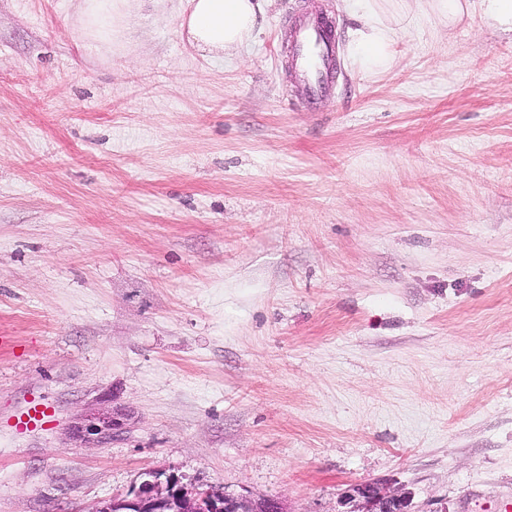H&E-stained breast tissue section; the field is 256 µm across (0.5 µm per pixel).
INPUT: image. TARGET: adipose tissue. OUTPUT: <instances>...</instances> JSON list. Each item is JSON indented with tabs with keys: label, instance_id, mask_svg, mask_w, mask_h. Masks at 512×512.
<instances>
[{
	"label": "adipose tissue",
	"instance_id": "1",
	"mask_svg": "<svg viewBox=\"0 0 512 512\" xmlns=\"http://www.w3.org/2000/svg\"><path fill=\"white\" fill-rule=\"evenodd\" d=\"M156 0H84L78 37L97 49L122 46L131 9L145 10ZM268 0H186L180 13V28L187 42L205 55L238 52L252 37L265 13ZM399 0H343L346 11L357 15L351 32L354 61L364 70L378 71L392 63L391 45L400 22L416 24V17H403ZM432 15L449 27L475 16L493 21L512 33V0H429Z\"/></svg>",
	"mask_w": 512,
	"mask_h": 512
}]
</instances>
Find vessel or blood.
<instances>
[{
  "instance_id": "1",
  "label": "vessel or blood",
  "mask_w": 512,
  "mask_h": 512,
  "mask_svg": "<svg viewBox=\"0 0 512 512\" xmlns=\"http://www.w3.org/2000/svg\"><path fill=\"white\" fill-rule=\"evenodd\" d=\"M295 65L309 83L312 99L329 93L331 73L336 58V41L331 22L322 16L306 17L296 27L288 42Z\"/></svg>"
}]
</instances>
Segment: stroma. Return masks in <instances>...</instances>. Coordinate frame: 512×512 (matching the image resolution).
Returning <instances> with one entry per match:
<instances>
[{
    "instance_id": "1",
    "label": "stroma",
    "mask_w": 512,
    "mask_h": 512,
    "mask_svg": "<svg viewBox=\"0 0 512 512\" xmlns=\"http://www.w3.org/2000/svg\"><path fill=\"white\" fill-rule=\"evenodd\" d=\"M81 0H0V512H89L148 469L286 512L350 485L512 501V37L475 18L349 52L342 0H269L238 53ZM321 12L331 93L284 46ZM52 423L20 431L30 400ZM119 413L111 443L71 427ZM78 37L82 44L99 49L120 47L125 40L132 8L146 10L157 0H83Z\"/></svg>"
}]
</instances>
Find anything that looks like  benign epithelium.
<instances>
[{"mask_svg":"<svg viewBox=\"0 0 512 512\" xmlns=\"http://www.w3.org/2000/svg\"><path fill=\"white\" fill-rule=\"evenodd\" d=\"M123 422L113 414L86 418L78 433L85 444L100 447L112 441ZM349 512H411V496L399 489L371 482L351 486L343 496ZM93 512H286L274 497L254 500L244 495L217 492L183 481L163 470L142 474L126 493L99 503Z\"/></svg>","mask_w":512,"mask_h":512,"instance_id":"obj_1","label":"benign epithelium"}]
</instances>
